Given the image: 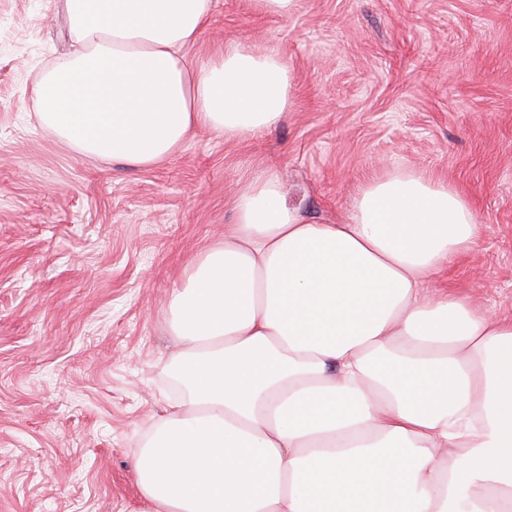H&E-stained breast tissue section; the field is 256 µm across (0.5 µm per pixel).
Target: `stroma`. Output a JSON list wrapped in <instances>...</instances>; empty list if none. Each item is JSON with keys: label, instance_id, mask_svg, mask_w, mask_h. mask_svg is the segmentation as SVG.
<instances>
[{"label": "stroma", "instance_id": "1", "mask_svg": "<svg viewBox=\"0 0 512 512\" xmlns=\"http://www.w3.org/2000/svg\"><path fill=\"white\" fill-rule=\"evenodd\" d=\"M229 39L287 64L280 122L130 169L36 119L78 49L63 0H0V512H138L135 453L175 395L167 300L263 172L316 224L388 173L448 183L482 235L437 285L512 317V0H216L187 55Z\"/></svg>", "mask_w": 512, "mask_h": 512}]
</instances>
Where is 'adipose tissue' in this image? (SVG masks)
<instances>
[{
	"label": "adipose tissue",
	"mask_w": 512,
	"mask_h": 512,
	"mask_svg": "<svg viewBox=\"0 0 512 512\" xmlns=\"http://www.w3.org/2000/svg\"><path fill=\"white\" fill-rule=\"evenodd\" d=\"M64 4L84 50L36 112L86 154L146 166L290 106L278 57L228 41L189 60L213 0ZM232 212L170 295L184 391L135 457L142 512H512V319L434 286L481 235L466 199L401 171L315 224L270 172Z\"/></svg>",
	"instance_id": "adipose-tissue-1"
}]
</instances>
